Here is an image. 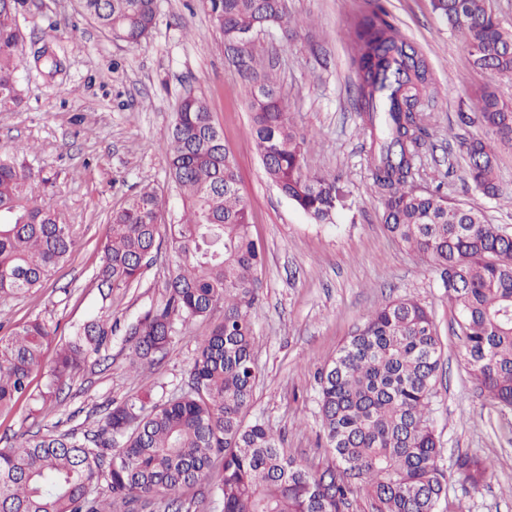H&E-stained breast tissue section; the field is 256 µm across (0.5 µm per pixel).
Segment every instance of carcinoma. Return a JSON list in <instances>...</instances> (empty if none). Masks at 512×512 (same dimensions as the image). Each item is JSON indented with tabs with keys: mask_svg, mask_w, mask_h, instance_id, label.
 Here are the masks:
<instances>
[{
	"mask_svg": "<svg viewBox=\"0 0 512 512\" xmlns=\"http://www.w3.org/2000/svg\"><path fill=\"white\" fill-rule=\"evenodd\" d=\"M23 0H0V106L22 101L18 76ZM224 36L288 22V0H202ZM433 10L467 46L466 63L512 78V31L500 26L491 0H432ZM82 12L131 46L157 21V0H79ZM358 77L356 108L369 136L373 185L384 227L396 242L440 272L458 312L463 359L481 391L512 407V234L483 212L416 189L422 147V99L431 83L423 55L399 35L379 4L349 30ZM242 75L250 96V138L268 179L318 223L345 207L341 176L312 174L304 140L288 120L273 65L247 50ZM479 112L460 116L512 146V105L484 89ZM467 172L485 196L512 206L495 175L496 152L480 138L462 142ZM18 143L0 154V298L43 286L75 253L78 241L60 211L36 203L31 174L18 166ZM168 177L182 199L176 224H162L163 203L145 187L112 211L99 247L95 283L113 292L139 283L160 245L175 256L166 299L126 327L132 362L167 350L175 322L224 318L197 341L180 393L160 401L127 399L105 408L97 428L35 433L0 449V512H141L160 494L204 481L218 464L224 512H353L364 494L368 512H439L448 477L438 465L440 440L430 423L442 343L420 302L392 300L363 325L319 374L320 413L334 461L311 471L281 448V437L246 422L257 373L253 362L262 249L238 187L237 164L208 104L187 96L175 113ZM54 330L38 318L0 336V414L32 396V373ZM101 317L62 341L50 383L81 369L112 341ZM493 464L457 456L455 473L473 489Z\"/></svg>",
	"mask_w": 512,
	"mask_h": 512,
	"instance_id": "obj_1",
	"label": "carcinoma"
}]
</instances>
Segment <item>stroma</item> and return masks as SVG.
Returning <instances> with one entry per match:
<instances>
[{
    "instance_id": "1",
    "label": "stroma",
    "mask_w": 512,
    "mask_h": 512,
    "mask_svg": "<svg viewBox=\"0 0 512 512\" xmlns=\"http://www.w3.org/2000/svg\"><path fill=\"white\" fill-rule=\"evenodd\" d=\"M377 0H289L287 29L268 27L252 46L272 58L308 170L343 175L347 201L332 222L317 223L267 178L248 135L250 84L240 74L200 0H158L157 22L140 46L113 37L83 15L77 0H25L17 20L25 38L20 105L0 108V152L30 144L18 162L40 204L62 208L80 246L38 291L0 299V330L38 316L67 338L105 315L116 327L104 362L91 361L55 395L20 401L0 416V449L22 434L93 427L99 407L144 393L168 395L183 384L196 339L211 322L177 330L166 355L132 363L124 328L165 298L172 258L160 250L137 285L104 294L93 282L98 245L113 210L139 187H154L163 221L177 223L181 201L168 179L167 138L187 95L204 98L224 133L264 249L261 309L254 325L258 381L248 419L268 423L309 469L333 459L319 447V373L367 314L397 298L431 311L443 345V370L430 418L443 452L448 498L440 512H512V409L475 387L462 360L456 309L438 272L392 240L369 171V142L355 109V69L347 32ZM400 34L426 58L432 84L423 99L420 188L483 210L512 232V207L477 191L466 176L462 141L483 135L460 114L478 110L483 88L512 104V79L465 66L466 47L434 13L431 0H378ZM62 61L47 77L34 61L42 46ZM475 453L494 465L478 491L454 473Z\"/></svg>"
}]
</instances>
